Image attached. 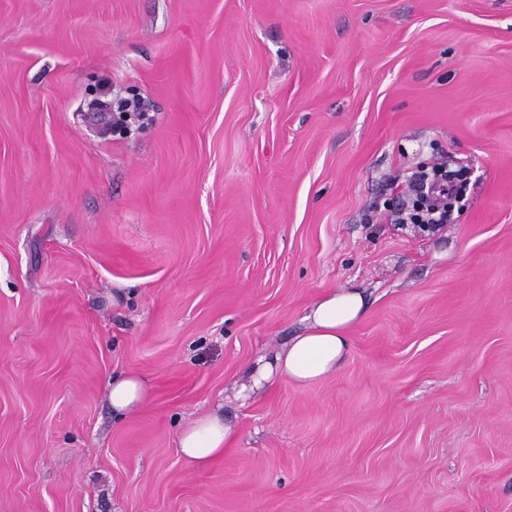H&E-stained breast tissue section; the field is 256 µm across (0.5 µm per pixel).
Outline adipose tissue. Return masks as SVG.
<instances>
[{
    "label": "adipose tissue",
    "instance_id": "adipose-tissue-1",
    "mask_svg": "<svg viewBox=\"0 0 512 512\" xmlns=\"http://www.w3.org/2000/svg\"><path fill=\"white\" fill-rule=\"evenodd\" d=\"M365 311L362 292L345 288L319 299L309 310L305 331L291 338L272 356L260 357L251 369L254 388H262L285 377L307 385L335 372L348 351L347 332ZM114 414L122 416L140 407L148 390L141 377L129 374L108 384ZM231 438V430L216 415L196 418L180 434L178 446L193 462L221 455Z\"/></svg>",
    "mask_w": 512,
    "mask_h": 512
}]
</instances>
